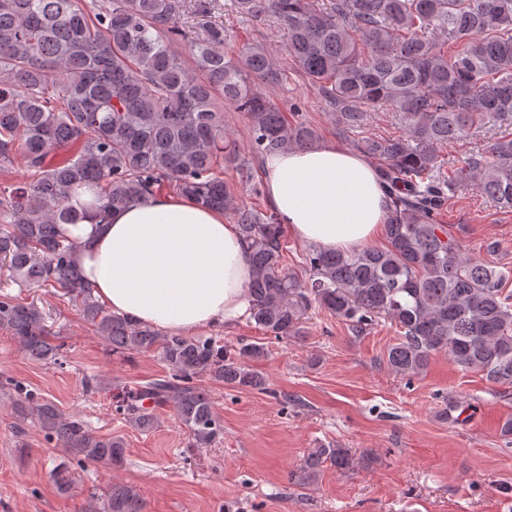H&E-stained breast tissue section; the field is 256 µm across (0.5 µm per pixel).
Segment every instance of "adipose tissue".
Listing matches in <instances>:
<instances>
[{"mask_svg":"<svg viewBox=\"0 0 512 512\" xmlns=\"http://www.w3.org/2000/svg\"><path fill=\"white\" fill-rule=\"evenodd\" d=\"M267 198L285 231L325 250L370 246L389 214L376 167L336 145L265 156ZM85 281L116 315L160 331L194 334L229 326L248 311L251 267L237 224L224 211L174 194L66 224Z\"/></svg>","mask_w":512,"mask_h":512,"instance_id":"adipose-tissue-1","label":"adipose tissue"}]
</instances>
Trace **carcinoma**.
Segmentation results:
<instances>
[{
    "instance_id": "obj_1",
    "label": "carcinoma",
    "mask_w": 512,
    "mask_h": 512,
    "mask_svg": "<svg viewBox=\"0 0 512 512\" xmlns=\"http://www.w3.org/2000/svg\"><path fill=\"white\" fill-rule=\"evenodd\" d=\"M236 13L273 19L288 33V55L317 86L331 120L361 128L367 112L389 107L402 133L363 137L357 149L378 158L390 200L385 243L354 251L310 247L308 278L285 271L288 241L273 212L238 194L260 195L254 168L224 128V106L249 124V153L268 155L316 143L317 132L288 118L262 91L287 76L260 43L227 49L214 0H196L195 22L179 24L186 0H0V173L21 159L26 176L0 179V262L21 288L52 287L118 355L158 354L169 375L119 405L142 432L157 424L143 406L169 405L197 446L224 427L207 392L208 376L238 390H266L248 362L265 356L250 343L229 350L212 337L163 334L110 314L84 281L77 243L62 224L86 212L68 204L82 186L95 189L100 217L163 188L239 225L251 267L250 319L276 339L299 337L300 304L314 302L360 334L385 321L398 342L381 358L405 377L444 354L456 367L512 385V294L504 273L463 253L437 222L455 183L472 182L512 207V137L493 140L442 179L441 150L490 119L512 123V0H233ZM46 314L34 302L0 293V329L36 361L55 363ZM20 422L30 421L67 455L119 465L121 436H98L79 417L13 383ZM330 462L352 471L346 448H316L291 474L314 483ZM136 487L115 483L102 512H143Z\"/></svg>"
}]
</instances>
